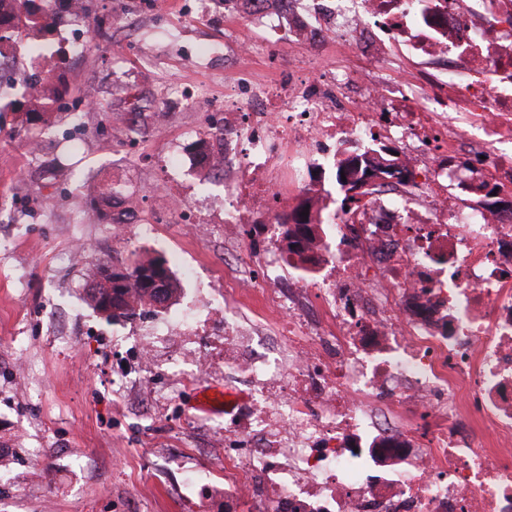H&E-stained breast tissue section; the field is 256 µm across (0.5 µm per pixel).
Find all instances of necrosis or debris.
Returning a JSON list of instances; mask_svg holds the SVG:
<instances>
[{"label": "necrosis or debris", "instance_id": "1", "mask_svg": "<svg viewBox=\"0 0 512 512\" xmlns=\"http://www.w3.org/2000/svg\"><path fill=\"white\" fill-rule=\"evenodd\" d=\"M184 12L245 16L265 37L239 55L284 36L307 66L237 78L223 144L194 156L224 195L196 202L188 227L207 238L218 209L232 257L251 255L241 225L266 241L260 275L236 289L279 312L284 347L229 306L207 341L204 302L139 340L118 387L151 394L146 370L174 341L193 376L243 382L210 434L224 449V512H512V209L460 205L487 179L512 188V0H186ZM64 13L34 68L90 40L79 0ZM345 36L360 71L319 72L316 48ZM360 153L418 177L416 191L380 178L359 210L331 206L311 166ZM296 198L317 223L277 249L275 222Z\"/></svg>", "mask_w": 512, "mask_h": 512}]
</instances>
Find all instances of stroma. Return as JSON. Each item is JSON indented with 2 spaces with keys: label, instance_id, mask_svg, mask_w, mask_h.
Returning a JSON list of instances; mask_svg holds the SVG:
<instances>
[{
  "label": "stroma",
  "instance_id": "stroma-1",
  "mask_svg": "<svg viewBox=\"0 0 512 512\" xmlns=\"http://www.w3.org/2000/svg\"><path fill=\"white\" fill-rule=\"evenodd\" d=\"M86 2L89 22L102 24L105 35L61 64L67 92L52 107L57 120L38 130L42 159L28 154L23 114L0 109V444L14 458L10 475L0 478V512H205V503L188 506L173 487L180 471L197 468L223 486V450L201 452L189 424L224 417L195 409L197 384H179L172 372L177 347L167 348L154 371L173 396L151 418L130 412L112 380L131 365L135 341L193 310L213 281L240 274L224 263L223 225H213L203 241L180 224L153 221L170 196L188 203L223 196V182L189 160L218 115L174 109L162 129L133 141L104 115L159 101L155 81L139 72L144 50L157 51L166 82L223 100L237 69L207 67L205 57H234L237 43L259 30L240 17L220 25L187 19L179 0ZM92 84L98 104L75 112ZM107 177L145 195L149 234L113 238L94 194ZM81 242L88 245L83 265L67 264L66 254ZM133 254L164 259L181 294L167 308L149 307L115 324L90 307L83 268ZM161 448L178 449L179 468L166 465Z\"/></svg>",
  "mask_w": 512,
  "mask_h": 512
}]
</instances>
